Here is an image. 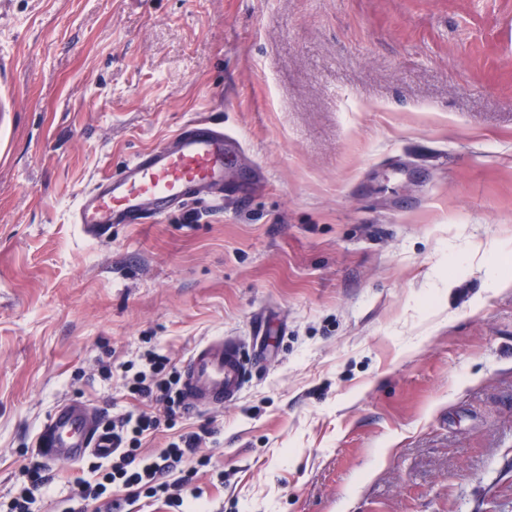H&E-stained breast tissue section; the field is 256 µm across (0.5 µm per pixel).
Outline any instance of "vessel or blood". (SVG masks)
<instances>
[{
  "label": "vessel or blood",
  "instance_id": "b4317fda",
  "mask_svg": "<svg viewBox=\"0 0 512 512\" xmlns=\"http://www.w3.org/2000/svg\"><path fill=\"white\" fill-rule=\"evenodd\" d=\"M234 149L223 127L197 119L178 133L127 163L123 170L86 190L73 212L91 238L109 234L113 225L140 223L145 214L160 216L200 191L223 182ZM251 359L233 338H214L197 345L183 365L181 391L189 410L200 411L239 398ZM37 446L50 463L107 458L112 435L101 430L91 409L59 405L42 430Z\"/></svg>",
  "mask_w": 512,
  "mask_h": 512
}]
</instances>
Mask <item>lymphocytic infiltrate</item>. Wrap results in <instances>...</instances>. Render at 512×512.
I'll list each match as a JSON object with an SVG mask.
<instances>
[{"label": "lymphocytic infiltrate", "mask_w": 512, "mask_h": 512, "mask_svg": "<svg viewBox=\"0 0 512 512\" xmlns=\"http://www.w3.org/2000/svg\"><path fill=\"white\" fill-rule=\"evenodd\" d=\"M140 370L123 365L125 386L140 403L139 408L117 415L109 423L115 446L110 457L91 462L86 471L73 480V492L63 512H116L121 498L164 500L168 506L183 507L185 477L176 470L185 457L194 455L200 441L198 433L180 435L166 448L146 452L143 439L157 431L163 420L173 419L182 404L180 377L169 359L156 352L141 357ZM165 406L164 415L151 412L152 404ZM52 477L43 462L34 461L21 471L0 512H32L38 496L44 495Z\"/></svg>", "instance_id": "lymphocytic-infiltrate-1"}]
</instances>
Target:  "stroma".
Listing matches in <instances>:
<instances>
[{"mask_svg": "<svg viewBox=\"0 0 512 512\" xmlns=\"http://www.w3.org/2000/svg\"><path fill=\"white\" fill-rule=\"evenodd\" d=\"M192 119L223 199L84 238ZM510 263L512 0H0L1 496L59 404L131 407L102 365L237 336L241 397L143 442L200 434L210 512H512Z\"/></svg>", "mask_w": 512, "mask_h": 512, "instance_id": "stroma-1", "label": "stroma"}]
</instances>
